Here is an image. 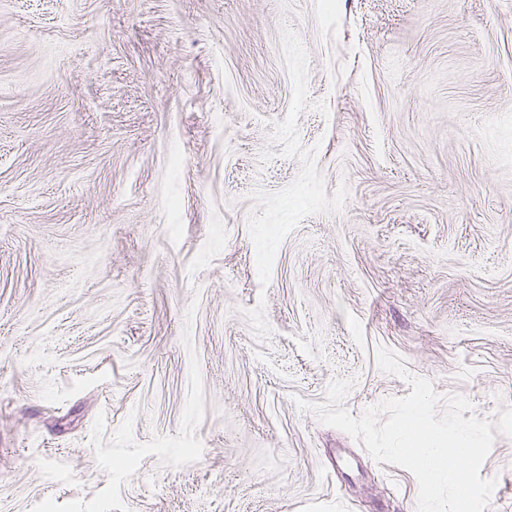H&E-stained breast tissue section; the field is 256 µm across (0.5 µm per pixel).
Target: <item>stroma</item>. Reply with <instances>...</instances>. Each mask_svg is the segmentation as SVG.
<instances>
[{"mask_svg": "<svg viewBox=\"0 0 512 512\" xmlns=\"http://www.w3.org/2000/svg\"><path fill=\"white\" fill-rule=\"evenodd\" d=\"M382 346L512 406V0H0V512H416Z\"/></svg>", "mask_w": 512, "mask_h": 512, "instance_id": "1", "label": "stroma"}]
</instances>
